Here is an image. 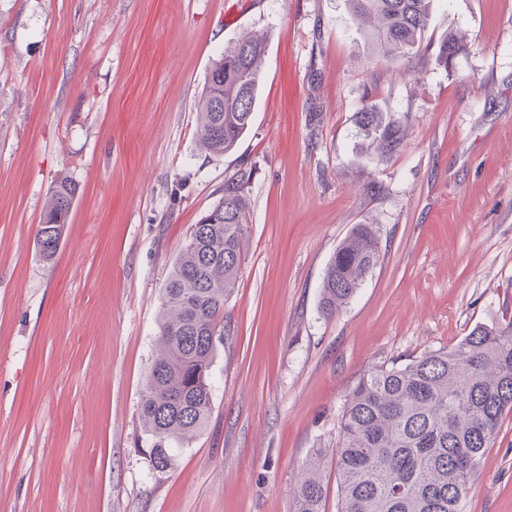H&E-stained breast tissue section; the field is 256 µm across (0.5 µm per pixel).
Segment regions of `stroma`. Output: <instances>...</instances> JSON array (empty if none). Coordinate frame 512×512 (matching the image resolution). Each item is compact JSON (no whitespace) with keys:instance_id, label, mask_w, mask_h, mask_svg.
<instances>
[{"instance_id":"stroma-1","label":"stroma","mask_w":512,"mask_h":512,"mask_svg":"<svg viewBox=\"0 0 512 512\" xmlns=\"http://www.w3.org/2000/svg\"><path fill=\"white\" fill-rule=\"evenodd\" d=\"M348 0H0V512H291L368 368L512 318V0H434L418 53L378 56ZM464 36L450 61L440 42ZM263 36L231 152L200 147L205 76ZM402 123L380 160L357 125ZM246 260L224 307L212 416L153 469L138 412L161 290L239 169ZM78 186L52 261L37 227ZM381 258L335 317L325 271L353 225ZM462 512H512V412Z\"/></svg>"}]
</instances>
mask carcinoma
<instances>
[{"mask_svg":"<svg viewBox=\"0 0 512 512\" xmlns=\"http://www.w3.org/2000/svg\"><path fill=\"white\" fill-rule=\"evenodd\" d=\"M352 15L373 24L372 46L391 60L415 54L431 21L433 0H349ZM461 41L449 36L443 61ZM263 37H243L224 48L210 74L224 75V111L213 108L205 80L199 112L201 146L213 156L231 151L249 129L264 82ZM358 123L385 154L398 145L400 122L367 109ZM252 170L224 183V196L192 225L173 262L161 297L160 331L138 412L153 469L173 465V448L192 440L212 413L210 370L224 340V305L246 253ZM77 187L59 182L37 229L44 260L63 240ZM380 260L375 225L356 224L325 272L320 310L333 317L354 297ZM512 410V319L477 325L455 345L421 353L404 364L368 368L350 389L338 426L337 512H461L473 477ZM321 460L307 463L292 512H323Z\"/></svg>","mask_w":512,"mask_h":512,"instance_id":"obj_1","label":"carcinoma"}]
</instances>
